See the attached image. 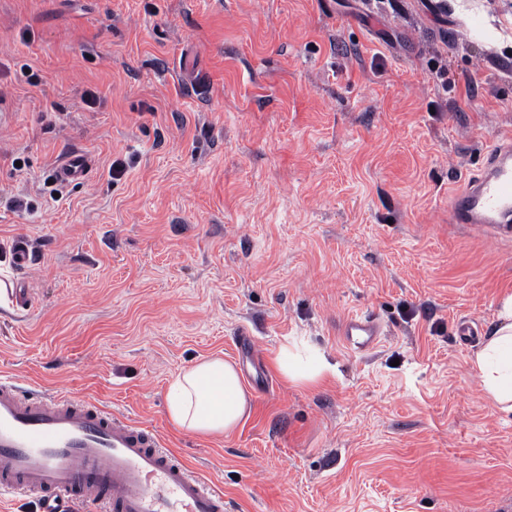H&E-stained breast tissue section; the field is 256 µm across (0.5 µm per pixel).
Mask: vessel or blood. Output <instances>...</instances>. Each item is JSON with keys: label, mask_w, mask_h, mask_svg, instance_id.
I'll return each mask as SVG.
<instances>
[{"label": "vessel or blood", "mask_w": 512, "mask_h": 512, "mask_svg": "<svg viewBox=\"0 0 512 512\" xmlns=\"http://www.w3.org/2000/svg\"><path fill=\"white\" fill-rule=\"evenodd\" d=\"M91 159L69 154L62 182L86 180ZM448 221L512 236V144L492 143L478 177L448 199ZM381 328L355 315L343 342L365 351ZM34 499L38 512H225L224 490L182 463L141 423L68 392L36 397L0 374V497Z\"/></svg>", "instance_id": "b4317fda"}]
</instances>
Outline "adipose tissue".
Listing matches in <instances>:
<instances>
[{
  "label": "adipose tissue",
  "mask_w": 512,
  "mask_h": 512,
  "mask_svg": "<svg viewBox=\"0 0 512 512\" xmlns=\"http://www.w3.org/2000/svg\"><path fill=\"white\" fill-rule=\"evenodd\" d=\"M500 325L472 363L489 399L512 412V295L498 312ZM251 394L233 363L203 359L185 367L170 386L168 415L175 427L201 436L234 430L250 410Z\"/></svg>",
  "instance_id": "1"
}]
</instances>
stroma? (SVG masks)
Listing matches in <instances>:
<instances>
[{
    "label": "stroma",
    "instance_id": "stroma-1",
    "mask_svg": "<svg viewBox=\"0 0 512 512\" xmlns=\"http://www.w3.org/2000/svg\"><path fill=\"white\" fill-rule=\"evenodd\" d=\"M509 134L512 0H0V268L27 297L0 373L149 426L228 512H512V414L471 364L512 238L448 221ZM72 150L92 177L52 199ZM285 346L328 370L285 379ZM210 356L252 404L202 437L166 394ZM343 342L349 347L365 351L376 343L381 336V328L375 318L355 315L348 318L340 329Z\"/></svg>",
    "mask_w": 512,
    "mask_h": 512
}]
</instances>
